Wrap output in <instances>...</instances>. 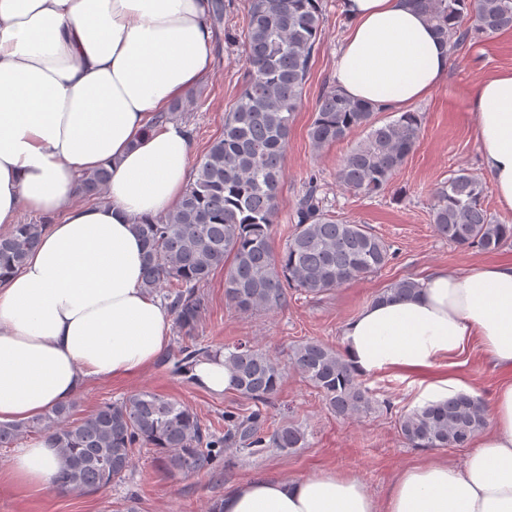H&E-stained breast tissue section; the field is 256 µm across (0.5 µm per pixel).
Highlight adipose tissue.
Returning a JSON list of instances; mask_svg holds the SVG:
<instances>
[{
	"mask_svg": "<svg viewBox=\"0 0 512 512\" xmlns=\"http://www.w3.org/2000/svg\"><path fill=\"white\" fill-rule=\"evenodd\" d=\"M350 28L335 85L387 110L427 98L449 47L410 0H341ZM210 0H0V228L46 217L38 247L0 279V421L69 402L94 380L132 379L165 352L172 316L142 286L135 224L173 210L188 184L187 125L156 116L210 73ZM471 108L482 164L512 210V71ZM111 171L107 198L78 203V179ZM358 374L423 372L479 342L502 381L489 426L457 463L433 453L375 497L351 473L258 474L221 512H512V260L439 268L418 294L366 305L345 325ZM43 439L17 447L9 481L46 489L62 467Z\"/></svg>",
	"mask_w": 512,
	"mask_h": 512,
	"instance_id": "1",
	"label": "adipose tissue"
}]
</instances>
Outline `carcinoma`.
<instances>
[{"mask_svg": "<svg viewBox=\"0 0 512 512\" xmlns=\"http://www.w3.org/2000/svg\"><path fill=\"white\" fill-rule=\"evenodd\" d=\"M322 2L248 0L243 28L248 79L224 118L222 134L197 162L180 204L135 225L145 249L142 287L153 293L169 286L167 299L184 337H195L206 307L202 288L218 270H224L227 305L242 313H270L286 305L290 290L319 295L377 273L392 259L391 245L367 225L326 211L313 184L297 203L294 228L282 250L272 245L282 157L323 23ZM412 2L452 49L471 35L512 29V0ZM377 112L332 86L320 97L309 129L317 149L355 129L366 132L336 172L339 186L353 194L369 195L390 185L419 139V113L402 112L381 124ZM109 179L106 168L84 173L81 196L104 198ZM488 192L486 181L463 169L438 184L428 207L437 235L457 247L488 252L512 241V224L499 222L484 207ZM44 228L43 223L17 224L0 235V276L24 264ZM418 287L416 280H397L376 299L411 296ZM213 355L206 347H181L176 367L186 373ZM224 364L236 391L257 403L270 402L291 367L336 415L358 416L372 408L369 391L343 354L319 341L299 343L288 365L247 341L237 342L225 347ZM72 409L68 402L30 421L0 423L1 448L28 435L52 441L63 460L54 480L59 493L95 492L122 480L137 448H159L169 472L193 474L209 465L216 448L252 453L268 443L282 450L305 444L304 432L295 426L266 434L258 411L224 415V436L215 438L190 408L152 392L107 403L76 424L70 422ZM487 420L481 398L458 394L401 415L398 432L414 448H465Z\"/></svg>", "mask_w": 512, "mask_h": 512, "instance_id": "1", "label": "carcinoma"}]
</instances>
